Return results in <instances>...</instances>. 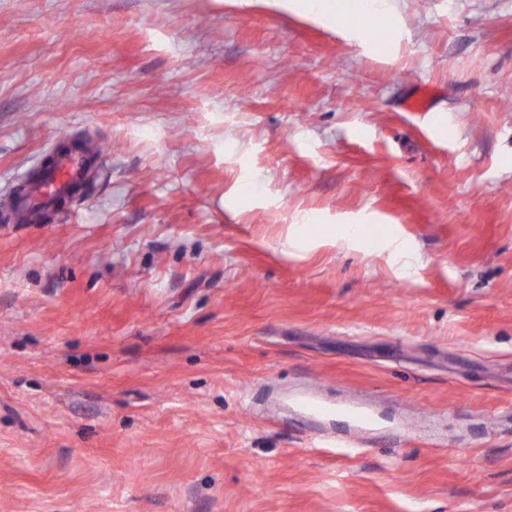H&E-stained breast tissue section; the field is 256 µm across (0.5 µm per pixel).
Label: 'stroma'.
Here are the masks:
<instances>
[{
    "label": "stroma",
    "instance_id": "obj_1",
    "mask_svg": "<svg viewBox=\"0 0 512 512\" xmlns=\"http://www.w3.org/2000/svg\"><path fill=\"white\" fill-rule=\"evenodd\" d=\"M384 2L0 0V208L112 146L0 221V512H512V0ZM52 162L40 170L41 178L31 181L27 189L10 203L16 220L36 221L41 212L52 207L58 198L69 197L72 187L88 180L92 155L84 148L52 149Z\"/></svg>",
    "mask_w": 512,
    "mask_h": 512
}]
</instances>
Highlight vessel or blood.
Here are the masks:
<instances>
[{"instance_id": "1", "label": "vessel or blood", "mask_w": 512, "mask_h": 512, "mask_svg": "<svg viewBox=\"0 0 512 512\" xmlns=\"http://www.w3.org/2000/svg\"><path fill=\"white\" fill-rule=\"evenodd\" d=\"M51 155L52 161L41 169L40 179L30 182L11 202L18 222L37 220L43 210L52 207L57 199L68 196L72 187L89 177L91 155L86 149L72 147L62 151L55 148Z\"/></svg>"}]
</instances>
